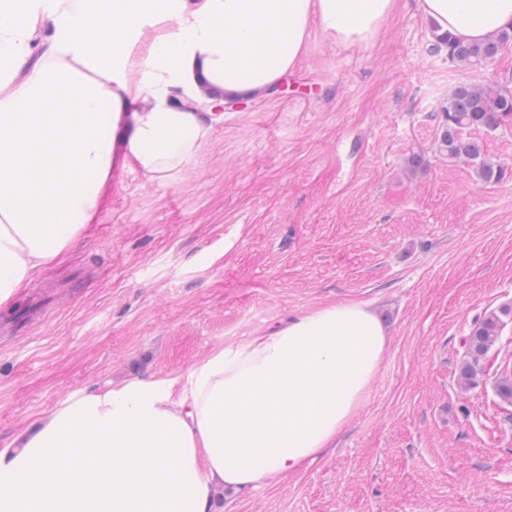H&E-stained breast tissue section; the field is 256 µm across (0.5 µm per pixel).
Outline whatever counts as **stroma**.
Wrapping results in <instances>:
<instances>
[{
  "mask_svg": "<svg viewBox=\"0 0 512 512\" xmlns=\"http://www.w3.org/2000/svg\"><path fill=\"white\" fill-rule=\"evenodd\" d=\"M416 0L367 45L313 33L302 63L225 108L196 162L114 167L95 224L0 308V448L73 394L184 375L323 305L369 303L387 346L334 448L223 512H512V317L459 382L474 323L512 306V122L466 129L508 172L437 150L448 94L512 87L434 51Z\"/></svg>",
  "mask_w": 512,
  "mask_h": 512,
  "instance_id": "stroma-1",
  "label": "stroma"
}]
</instances>
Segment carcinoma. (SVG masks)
I'll use <instances>...</instances> for the list:
<instances>
[{
  "instance_id": "carcinoma-1",
  "label": "carcinoma",
  "mask_w": 512,
  "mask_h": 512,
  "mask_svg": "<svg viewBox=\"0 0 512 512\" xmlns=\"http://www.w3.org/2000/svg\"><path fill=\"white\" fill-rule=\"evenodd\" d=\"M436 45L446 48L448 60L469 68L481 67L498 57L512 46V27L497 31L491 39L480 44H465L450 38H435ZM512 120V91L498 84H460L448 96V106L443 112L442 132L438 140L440 152L450 158H464L476 166L477 175L484 182L498 180L505 165L481 157V149L474 141L460 137L466 128L495 129L507 120ZM512 308L491 312L478 320L464 339L467 359L463 362L459 377L469 383L477 375L480 360L499 341L502 320L500 315H509Z\"/></svg>"
}]
</instances>
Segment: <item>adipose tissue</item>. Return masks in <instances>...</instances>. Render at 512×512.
Listing matches in <instances>:
<instances>
[{"label": "adipose tissue", "mask_w": 512, "mask_h": 512, "mask_svg": "<svg viewBox=\"0 0 512 512\" xmlns=\"http://www.w3.org/2000/svg\"><path fill=\"white\" fill-rule=\"evenodd\" d=\"M398 0H0V307L95 221L115 163L166 180L223 113L301 62L313 32L374 41ZM481 43L512 0H417ZM122 155H115V143ZM387 344L360 301L224 347L180 382L69 398L0 448V512H212L329 448Z\"/></svg>", "instance_id": "obj_1"}]
</instances>
